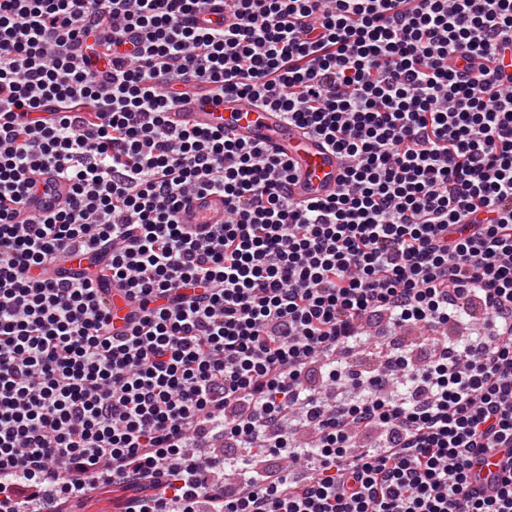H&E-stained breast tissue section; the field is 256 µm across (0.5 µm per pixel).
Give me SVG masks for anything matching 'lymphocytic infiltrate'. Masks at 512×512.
Returning a JSON list of instances; mask_svg holds the SVG:
<instances>
[{
    "instance_id": "obj_1",
    "label": "lymphocytic infiltrate",
    "mask_w": 512,
    "mask_h": 512,
    "mask_svg": "<svg viewBox=\"0 0 512 512\" xmlns=\"http://www.w3.org/2000/svg\"><path fill=\"white\" fill-rule=\"evenodd\" d=\"M207 2L0 0V475L24 476L0 512L102 481L123 512H512V468L473 474L512 457V0H224L231 25L189 26ZM197 84L336 150V192L294 202L286 160L171 124ZM46 170L69 199L20 219ZM205 192L225 222L179 224ZM75 249L109 278L34 276ZM107 280L138 307L117 332ZM471 304L484 334L448 340ZM372 320L432 332L424 363L355 369ZM214 431L244 451L227 484L189 454ZM503 464V456H493L488 459L487 463H478L474 468L477 484L486 489L490 487L494 482L493 476L501 472Z\"/></svg>"
}]
</instances>
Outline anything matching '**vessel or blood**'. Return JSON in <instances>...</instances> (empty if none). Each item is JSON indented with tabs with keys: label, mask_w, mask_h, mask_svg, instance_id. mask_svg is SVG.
<instances>
[{
	"label": "vessel or blood",
	"mask_w": 512,
	"mask_h": 512,
	"mask_svg": "<svg viewBox=\"0 0 512 512\" xmlns=\"http://www.w3.org/2000/svg\"><path fill=\"white\" fill-rule=\"evenodd\" d=\"M230 20L222 0H210L207 8L195 13L190 22L199 28H214ZM171 119L175 125L189 129L223 128L231 138L265 145L269 151L288 159L294 171L287 184L288 194L298 202L330 196L343 174L344 160L340 155L328 149L322 140L305 134L272 107L257 108L235 96L225 97L222 104L216 105L197 95L179 106ZM37 182L38 190L32 192L21 206L22 216L29 220L61 206L69 195V184L52 171L38 175ZM224 219V198L219 194L192 196L178 213L179 223L193 226L220 224ZM109 301L112 325L114 329H122L131 307L124 294L117 290L111 292ZM503 464L504 459L500 456L478 463L474 468L478 485L490 487Z\"/></svg>",
	"instance_id": "b4317fda"
}]
</instances>
